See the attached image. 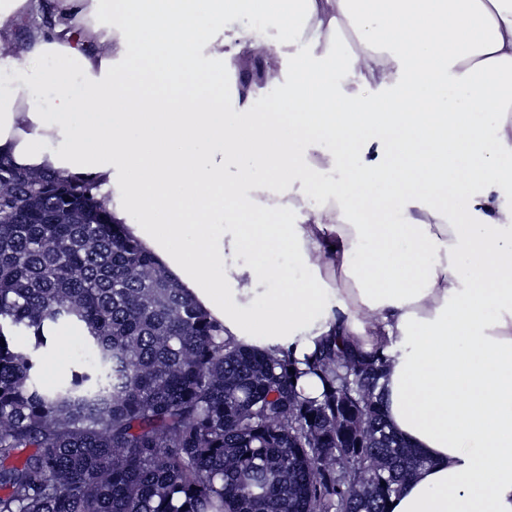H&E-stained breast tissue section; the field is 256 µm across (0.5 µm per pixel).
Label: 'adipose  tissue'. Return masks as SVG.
<instances>
[{
  "instance_id": "1",
  "label": "adipose tissue",
  "mask_w": 512,
  "mask_h": 512,
  "mask_svg": "<svg viewBox=\"0 0 512 512\" xmlns=\"http://www.w3.org/2000/svg\"><path fill=\"white\" fill-rule=\"evenodd\" d=\"M261 27L306 51L227 111ZM0 158L94 183L239 345L382 349L428 460L388 512H512V0H0Z\"/></svg>"
}]
</instances>
